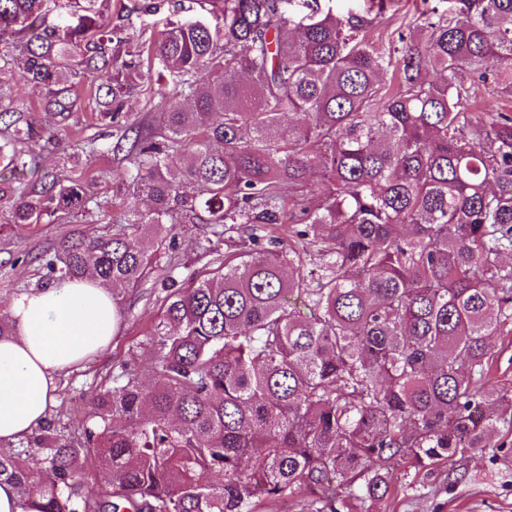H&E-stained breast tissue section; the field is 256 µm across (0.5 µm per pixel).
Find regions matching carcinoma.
<instances>
[{
  "label": "carcinoma",
  "instance_id": "cac0c4a2",
  "mask_svg": "<svg viewBox=\"0 0 512 512\" xmlns=\"http://www.w3.org/2000/svg\"><path fill=\"white\" fill-rule=\"evenodd\" d=\"M293 2L224 0L222 23L150 40L172 83L164 130L125 126L114 145L135 132L119 178L149 206L122 202L112 236L67 241L46 267L133 291L185 208L209 243L251 225L252 248L211 277L168 269L151 357L117 363L82 442L46 429L0 453L24 512H372L397 465L430 474L504 447L512 383L490 375L492 338L512 335V114L467 106L480 90L512 97V0H454L385 45L366 40L385 0L345 14ZM72 4L58 35L35 24L61 0H0V61L57 94L103 78L114 123L144 73L112 70L108 0ZM44 131L0 112V201L15 224L95 222L83 183L28 190L25 145ZM90 456L98 492L79 478Z\"/></svg>",
  "mask_w": 512,
  "mask_h": 512
}]
</instances>
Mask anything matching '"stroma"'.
Listing matches in <instances>:
<instances>
[{
    "label": "stroma",
    "mask_w": 512,
    "mask_h": 512,
    "mask_svg": "<svg viewBox=\"0 0 512 512\" xmlns=\"http://www.w3.org/2000/svg\"><path fill=\"white\" fill-rule=\"evenodd\" d=\"M221 8L220 0H112V25L121 39L112 56L113 67L128 62L131 53L170 23L190 18L212 23L220 16ZM452 9V0H387V21L372 28L369 36L384 41L390 34L419 25L423 13L447 14ZM1 83L10 86L12 94L0 100V112H23L35 124H53L50 138L28 145L41 171L65 183H87L102 206V219L95 224L86 223L76 214H63L49 224L20 226L11 223L8 208L0 207V317H5L13 298L51 285L44 261L54 256L63 241L82 234L115 233L123 220L120 203L130 193L119 178L127 165L125 154L113 151V128L99 120L96 103L85 90L86 78L75 79L67 96L70 107L61 113L47 89L25 83L17 73H0ZM168 84V78L151 77L123 95L119 108L125 122L162 130L161 92ZM91 140L96 141L98 153H88L86 144ZM204 232V225L182 219L172 246L160 252V264L174 259L192 270L208 272L216 267V255L251 245V230L244 224L215 242L209 253L201 247ZM159 289L158 283L150 281L136 291L120 293L127 315L111 347L58 381L56 402L46 420L55 432L79 438L89 424L91 398L112 383L116 357L132 349L149 356L146 336L158 312ZM505 443L503 449L486 448L458 460L456 467L465 478L453 485L442 468L429 475L397 469V488L385 512H512V435Z\"/></svg>",
    "instance_id": "35a3bbf8"
}]
</instances>
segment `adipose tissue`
<instances>
[{"mask_svg":"<svg viewBox=\"0 0 512 512\" xmlns=\"http://www.w3.org/2000/svg\"><path fill=\"white\" fill-rule=\"evenodd\" d=\"M0 336V447L45 422L59 376L104 351L116 334L111 292L95 276L23 294L9 306Z\"/></svg>","mask_w":512,"mask_h":512,"instance_id":"ef3b65f1","label":"adipose tissue"}]
</instances>
